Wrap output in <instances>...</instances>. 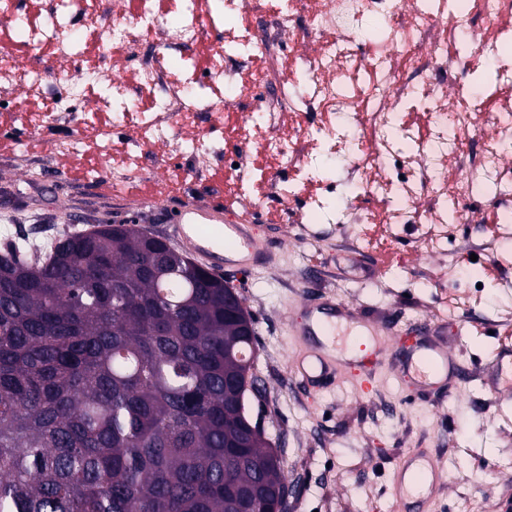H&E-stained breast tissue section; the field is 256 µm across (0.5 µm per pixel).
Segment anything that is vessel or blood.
Listing matches in <instances>:
<instances>
[{
  "label": "vessel or blood",
  "mask_w": 512,
  "mask_h": 512,
  "mask_svg": "<svg viewBox=\"0 0 512 512\" xmlns=\"http://www.w3.org/2000/svg\"><path fill=\"white\" fill-rule=\"evenodd\" d=\"M176 246L196 257L214 271L225 264L247 269L262 266L268 257V244L257 239L250 224H228L224 221L223 203L192 200L186 202L172 226ZM344 303L306 306L297 329L305 353L290 364L291 374L301 383L325 387L336 377V356L329 345L333 338L329 325L337 319L352 318ZM366 342L374 352L391 351L395 372L412 390L422 393L447 389L457 369L446 334L436 323L421 328L416 343L408 348H394L379 331H371ZM493 369L488 386L502 397H512V347L502 346L491 361ZM439 467L423 450L404 456L395 475V512H429L438 491Z\"/></svg>",
  "instance_id": "b4317fda"
}]
</instances>
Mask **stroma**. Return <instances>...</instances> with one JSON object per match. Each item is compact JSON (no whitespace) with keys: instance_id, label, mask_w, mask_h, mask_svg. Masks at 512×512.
<instances>
[{"instance_id":"obj_1","label":"stroma","mask_w":512,"mask_h":512,"mask_svg":"<svg viewBox=\"0 0 512 512\" xmlns=\"http://www.w3.org/2000/svg\"><path fill=\"white\" fill-rule=\"evenodd\" d=\"M0 47L17 53L43 82L77 81L78 73L47 47L26 45L12 26L0 22ZM25 104H0V182L21 186L27 170L43 166L50 144L68 135L51 114L39 126L17 119ZM147 174L122 191L107 193L111 179L103 146L81 145L75 164L54 163L38 188L12 201L0 194V239L6 230L33 238L85 230L107 223L137 225L168 236L184 199L206 194L237 208L222 161L206 177L185 175L183 159H169L152 147ZM163 188L162 205L142 196ZM260 237L272 252L264 266L225 268V282L239 293L254 318L257 345L254 374L260 389L248 393L247 409L274 448L292 487L286 512H392L389 478L404 452L424 449L440 466L444 490L434 512H459L478 498L483 512H512V488L502 485L499 465L512 461V424L498 415L500 400L483 379L502 333L512 326V242L499 254H483L493 276L470 277L464 256L476 249L491 226L460 224L446 264L421 256L413 236L394 246L375 241L372 249L341 241L335 220L311 225L309 232L286 223L276 201L254 214ZM348 304L362 323H340V336H363L374 326L400 345L417 339L416 328L446 320L462 380L442 401L402 387L388 359H381L373 391L363 395L356 380L341 377L323 389L301 385L289 372L292 334L310 300Z\"/></svg>"}]
</instances>
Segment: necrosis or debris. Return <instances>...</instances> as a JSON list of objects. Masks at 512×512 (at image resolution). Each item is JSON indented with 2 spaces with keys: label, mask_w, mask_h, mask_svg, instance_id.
Listing matches in <instances>:
<instances>
[{
  "label": "necrosis or debris",
  "mask_w": 512,
  "mask_h": 512,
  "mask_svg": "<svg viewBox=\"0 0 512 512\" xmlns=\"http://www.w3.org/2000/svg\"><path fill=\"white\" fill-rule=\"evenodd\" d=\"M101 0H84L82 24L73 27L67 0H53L47 19L19 15L13 0H0V20L68 58L81 76L71 92H58L0 55V96L23 91L51 96L54 117L67 122L72 103L90 91L122 103L110 125L87 112L82 131L110 142L113 126L126 127L146 145L206 162L211 135L223 128L225 106L240 103V137L263 153L267 164L239 154L231 174L253 207L249 189L265 186L287 210L290 223L322 217L325 194L335 183L319 162L338 154L353 158L347 179L373 212L356 202L341 210L343 224H380L387 239L410 231L421 251L444 255L448 223H473L482 209L470 206L480 186H493L486 208L498 222L490 247L512 241V0H286L255 19L254 0H224L223 45L213 47L207 100L195 92L193 59L175 63L172 51L198 41V0H137L132 11H104ZM379 22L384 35L366 30ZM107 31L122 55L137 63L133 78L87 64L78 47ZM314 44L315 53L294 60L293 79L278 72L280 48ZM494 64L492 109H484L469 77L473 60ZM209 111L200 127V108Z\"/></svg>",
  "instance_id": "obj_1"
}]
</instances>
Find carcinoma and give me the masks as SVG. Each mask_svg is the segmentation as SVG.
<instances>
[{
    "label": "carcinoma",
    "mask_w": 512,
    "mask_h": 512,
    "mask_svg": "<svg viewBox=\"0 0 512 512\" xmlns=\"http://www.w3.org/2000/svg\"><path fill=\"white\" fill-rule=\"evenodd\" d=\"M0 260V512H285L238 293L121 224Z\"/></svg>",
    "instance_id": "carcinoma-1"
}]
</instances>
